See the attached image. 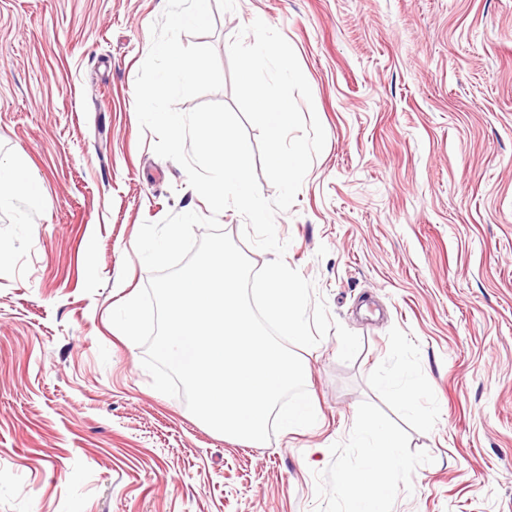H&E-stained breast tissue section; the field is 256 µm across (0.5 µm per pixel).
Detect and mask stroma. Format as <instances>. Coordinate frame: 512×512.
<instances>
[{
    "label": "stroma",
    "mask_w": 512,
    "mask_h": 512,
    "mask_svg": "<svg viewBox=\"0 0 512 512\" xmlns=\"http://www.w3.org/2000/svg\"><path fill=\"white\" fill-rule=\"evenodd\" d=\"M165 5L0 0V159L41 196L0 209V512H346L372 418L403 443L385 512H512V0H211L182 35L226 71L240 28H276L326 132L276 230L362 346L299 349L319 419L255 446L156 391L110 321L150 278L142 224L209 212L136 115ZM398 365L419 412L381 384Z\"/></svg>",
    "instance_id": "stroma-1"
}]
</instances>
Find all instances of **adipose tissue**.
Segmentation results:
<instances>
[{
    "mask_svg": "<svg viewBox=\"0 0 512 512\" xmlns=\"http://www.w3.org/2000/svg\"><path fill=\"white\" fill-rule=\"evenodd\" d=\"M24 170L22 157L0 161V206L19 199L38 200V189L25 176ZM356 439L360 447L370 449L371 454L343 476L348 512H383L384 479L401 462V444L396 434L378 421L358 425Z\"/></svg>",
    "mask_w": 512,
    "mask_h": 512,
    "instance_id": "ef3b65f1",
    "label": "adipose tissue"
}]
</instances>
